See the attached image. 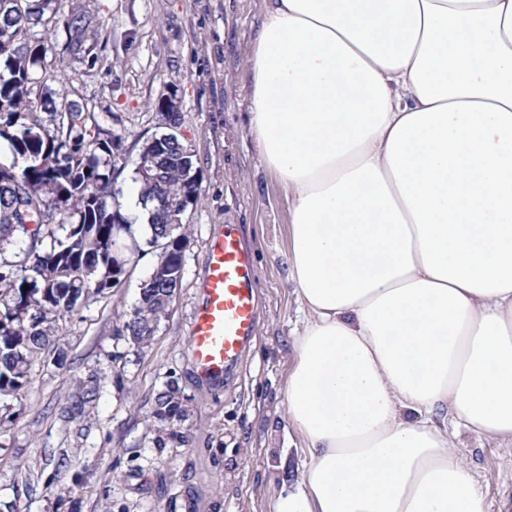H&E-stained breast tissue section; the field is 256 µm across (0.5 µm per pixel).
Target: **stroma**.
<instances>
[{"label":"stroma","mask_w":512,"mask_h":512,"mask_svg":"<svg viewBox=\"0 0 512 512\" xmlns=\"http://www.w3.org/2000/svg\"><path fill=\"white\" fill-rule=\"evenodd\" d=\"M93 18L89 55H60L87 112L111 116L128 151L126 190L142 143L160 127L151 101L172 93L181 138L202 183L184 276L150 347L117 332L152 269L141 260L111 293L60 319L55 352L0 419V512H272L299 480L306 452L287 416L285 384L304 318L288 280V197L261 163L247 121L246 61L265 0H77ZM240 225L256 267L258 323L230 378L195 375L188 324L209 238ZM176 386L191 414L161 439L155 398ZM489 512H512V444L467 431L453 440Z\"/></svg>","instance_id":"obj_1"}]
</instances>
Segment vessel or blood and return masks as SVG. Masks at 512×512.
<instances>
[{
  "label": "vessel or blood",
  "mask_w": 512,
  "mask_h": 512,
  "mask_svg": "<svg viewBox=\"0 0 512 512\" xmlns=\"http://www.w3.org/2000/svg\"><path fill=\"white\" fill-rule=\"evenodd\" d=\"M256 268L235 225L210 238L201 275V300L189 323L190 358L197 376L218 383L238 366L258 320Z\"/></svg>",
  "instance_id": "vessel-or-blood-1"
}]
</instances>
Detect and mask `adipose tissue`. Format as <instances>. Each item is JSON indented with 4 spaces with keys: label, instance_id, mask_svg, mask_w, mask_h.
<instances>
[{
    "label": "adipose tissue",
    "instance_id": "1",
    "mask_svg": "<svg viewBox=\"0 0 512 512\" xmlns=\"http://www.w3.org/2000/svg\"><path fill=\"white\" fill-rule=\"evenodd\" d=\"M246 69L308 314L273 512H488L448 424L512 442V0H268Z\"/></svg>",
    "mask_w": 512,
    "mask_h": 512
}]
</instances>
